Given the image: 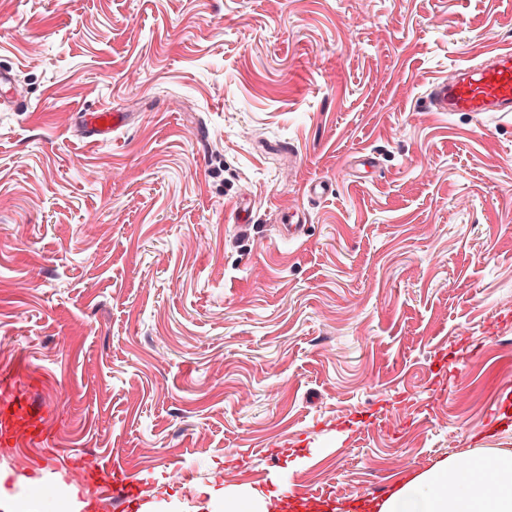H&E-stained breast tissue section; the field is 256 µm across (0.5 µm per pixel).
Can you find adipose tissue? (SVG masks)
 I'll return each mask as SVG.
<instances>
[{"label": "adipose tissue", "mask_w": 512, "mask_h": 512, "mask_svg": "<svg viewBox=\"0 0 512 512\" xmlns=\"http://www.w3.org/2000/svg\"><path fill=\"white\" fill-rule=\"evenodd\" d=\"M209 512H279L282 494L254 495L209 486ZM353 512H512V449L462 461L451 456L412 474L381 499H360Z\"/></svg>", "instance_id": "adipose-tissue-1"}]
</instances>
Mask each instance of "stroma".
I'll list each match as a JSON object with an SVG mask.
<instances>
[{"label": "stroma", "mask_w": 512, "mask_h": 512, "mask_svg": "<svg viewBox=\"0 0 512 512\" xmlns=\"http://www.w3.org/2000/svg\"><path fill=\"white\" fill-rule=\"evenodd\" d=\"M496 48L512 0H0L31 104L0 106V364L62 453L203 512L213 483L346 506L512 448V114L423 106ZM102 107L125 127L82 141ZM32 456L0 447V512H106Z\"/></svg>", "instance_id": "35a3bbf8"}]
</instances>
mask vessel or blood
<instances>
[{
    "label": "vessel or blood",
    "instance_id": "b4317fda",
    "mask_svg": "<svg viewBox=\"0 0 512 512\" xmlns=\"http://www.w3.org/2000/svg\"><path fill=\"white\" fill-rule=\"evenodd\" d=\"M432 112H512V50L490 51L481 62L449 70L447 77L431 85L423 99ZM10 104L24 112L29 108L17 91L12 70L0 69V104ZM125 115L108 108L84 113L78 124L82 138L98 144L110 140L122 126ZM43 405L31 401L26 382L16 369H0V446L4 448L49 449L55 444L50 430L42 423ZM69 475L93 478L100 493L130 506L140 494L118 463H107L98 456L82 454L71 461Z\"/></svg>",
    "mask_w": 512,
    "mask_h": 512
}]
</instances>
